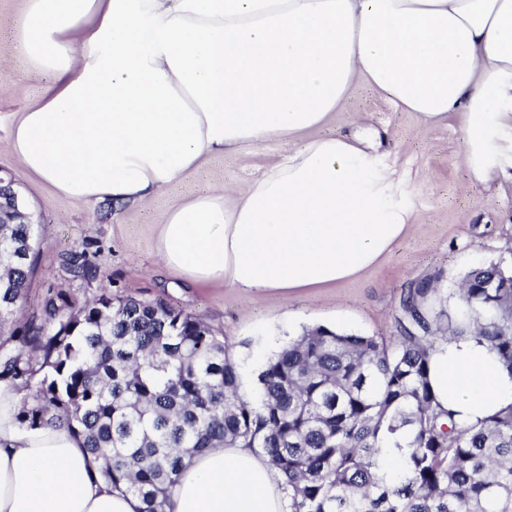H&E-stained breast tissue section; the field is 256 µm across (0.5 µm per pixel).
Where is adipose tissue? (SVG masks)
<instances>
[{
  "label": "adipose tissue",
  "instance_id": "obj_1",
  "mask_svg": "<svg viewBox=\"0 0 512 512\" xmlns=\"http://www.w3.org/2000/svg\"><path fill=\"white\" fill-rule=\"evenodd\" d=\"M16 40L38 99L8 150L74 201L148 204L207 159L287 153L173 205L156 238L192 287L288 297L361 276L413 227L415 191L377 136L322 135L358 81L425 129L455 121L472 181L512 180V0H26ZM429 377L458 426L512 406V371L475 334L437 340ZM0 380V512H139L78 438L27 429ZM165 512H288L246 447L180 473Z\"/></svg>",
  "mask_w": 512,
  "mask_h": 512
}]
</instances>
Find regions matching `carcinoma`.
Returning <instances> with one entry per match:
<instances>
[{"label":"carcinoma","mask_w":512,"mask_h":512,"mask_svg":"<svg viewBox=\"0 0 512 512\" xmlns=\"http://www.w3.org/2000/svg\"><path fill=\"white\" fill-rule=\"evenodd\" d=\"M39 245L32 225L0 224V379L28 391L21 425L68 429L140 512H165L194 456L241 444L281 474L289 512H512V406L459 428L439 420L429 384L439 333L474 331L512 370V264L471 269L449 289L455 313L435 308L439 278L411 283L394 342L305 330L265 363L255 404L224 338L161 299L50 294L7 328ZM69 268L92 277L83 252ZM401 437L404 474L391 479L380 448Z\"/></svg>","instance_id":"1"}]
</instances>
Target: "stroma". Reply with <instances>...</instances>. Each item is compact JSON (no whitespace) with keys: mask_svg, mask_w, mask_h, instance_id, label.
<instances>
[{"mask_svg":"<svg viewBox=\"0 0 512 512\" xmlns=\"http://www.w3.org/2000/svg\"><path fill=\"white\" fill-rule=\"evenodd\" d=\"M24 10L25 0H0V177L12 181L42 241L32 258L17 323L38 315L44 298L56 292L79 302L101 288L161 299L224 337L238 364L240 391L252 399L262 365L303 329L322 325L395 341L409 282L437 274L441 289L453 288L472 268L512 255V188L472 182L454 126L424 130L414 113L395 110L381 92L361 82L322 131L346 134L361 123L378 132L382 151L408 173L417 191L411 232L374 268L334 288L285 298L255 297L221 285L188 287L156 251L168 208L206 189L260 175L283 156L284 146L272 143L258 151L210 158L146 207L116 210L108 201L89 206L55 193L35 181L6 147L20 112L41 90L40 82L26 78V62L16 45ZM77 251L85 252L96 267L94 280L71 275L68 261Z\"/></svg>","mask_w":512,"mask_h":512,"instance_id":"stroma-1","label":"stroma"}]
</instances>
